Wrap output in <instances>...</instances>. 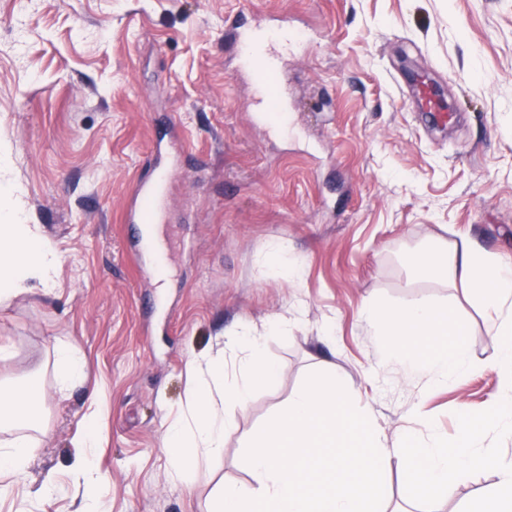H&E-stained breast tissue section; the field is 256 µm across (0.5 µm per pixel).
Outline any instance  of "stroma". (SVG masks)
Segmentation results:
<instances>
[{"mask_svg": "<svg viewBox=\"0 0 512 512\" xmlns=\"http://www.w3.org/2000/svg\"><path fill=\"white\" fill-rule=\"evenodd\" d=\"M243 13L269 29L288 15L307 35L284 67L293 132L270 131L232 78ZM420 75L453 127L421 122ZM174 142L162 288L127 212ZM0 151V212L21 207L61 256L53 294L0 306V380L26 384L49 425L30 430L27 475L0 512H80L69 465L91 420L97 512H207L218 485L248 478L244 437L321 359L388 444L417 408L434 422L419 438L456 437L458 413L498 391L484 309L406 258L463 238L512 257V0H0ZM279 245L296 283L267 267ZM411 299L451 307L466 330L472 369L454 387L382 361L360 318ZM234 326L260 333L279 378L254 389L222 456L172 482L164 432L204 377L190 363L220 354L233 367L221 335ZM57 342L85 362L63 393ZM49 471L46 503L35 491Z\"/></svg>", "mask_w": 512, "mask_h": 512, "instance_id": "1", "label": "stroma"}]
</instances>
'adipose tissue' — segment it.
<instances>
[{
    "instance_id": "ef3b65f1",
    "label": "adipose tissue",
    "mask_w": 512,
    "mask_h": 512,
    "mask_svg": "<svg viewBox=\"0 0 512 512\" xmlns=\"http://www.w3.org/2000/svg\"><path fill=\"white\" fill-rule=\"evenodd\" d=\"M60 258L22 209L0 218V304L41 291L50 293ZM363 321L383 342L386 358H397L408 369L445 385L471 368L466 331L451 308L427 301L365 306ZM225 346H246L234 373L223 358L206 360V377L192 391L183 420L166 430L172 450L171 475L187 480L202 461L221 455L224 439L236 430V413L247 407L255 385L275 384L277 368L263 354L256 330L243 326L226 334ZM37 422L27 387L0 383V430H13V439L0 444V467L23 478L30 463L27 434Z\"/></svg>"
}]
</instances>
